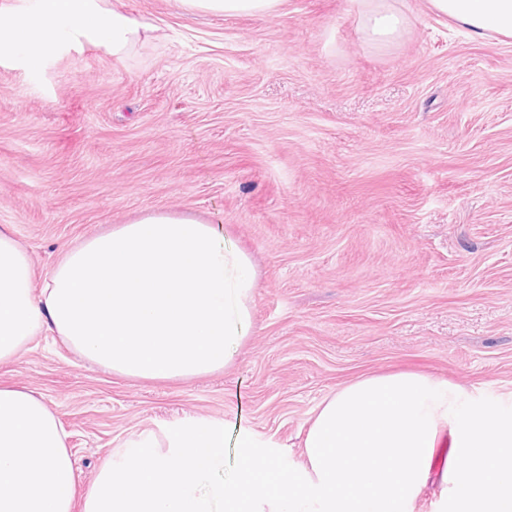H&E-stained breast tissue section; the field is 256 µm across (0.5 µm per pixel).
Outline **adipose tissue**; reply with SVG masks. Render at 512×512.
Instances as JSON below:
<instances>
[{"instance_id": "adipose-tissue-1", "label": "adipose tissue", "mask_w": 512, "mask_h": 512, "mask_svg": "<svg viewBox=\"0 0 512 512\" xmlns=\"http://www.w3.org/2000/svg\"><path fill=\"white\" fill-rule=\"evenodd\" d=\"M368 40L405 24L384 0H361ZM194 15L273 14L281 0H178ZM473 37H512V0H428ZM151 27L117 0H16L0 13V58L36 68L86 42L120 56ZM258 286L249 255L214 225L152 211L68 249L42 286L27 250L0 229V364L43 330L113 373L190 379L224 369L251 323ZM448 512H512V394L492 403L463 387L400 372L359 378L318 406L304 462L244 453L236 478L205 484L224 464V429L189 422L119 449L98 471L82 512H414L442 435ZM41 395L0 386V512H73L74 459Z\"/></svg>"}]
</instances>
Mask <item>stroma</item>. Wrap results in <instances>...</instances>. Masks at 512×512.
I'll return each mask as SVG.
<instances>
[{
	"instance_id": "stroma-1",
	"label": "stroma",
	"mask_w": 512,
	"mask_h": 512,
	"mask_svg": "<svg viewBox=\"0 0 512 512\" xmlns=\"http://www.w3.org/2000/svg\"><path fill=\"white\" fill-rule=\"evenodd\" d=\"M376 45L358 0L272 17L123 0L152 25L126 55L72 46L0 60V227L43 282L63 248L152 210L188 212L258 274L224 370L123 377L38 336L0 385L41 394L69 434L78 495L115 450L189 420L304 461L320 401L362 376L423 373L512 391V38H471L427 0Z\"/></svg>"
}]
</instances>
